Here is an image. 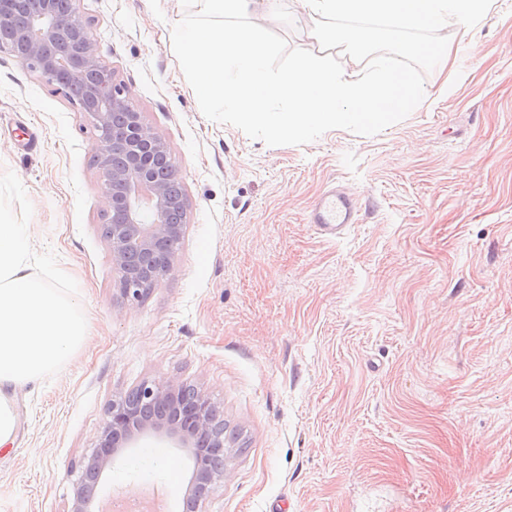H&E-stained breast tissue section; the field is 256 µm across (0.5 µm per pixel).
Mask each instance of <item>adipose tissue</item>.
<instances>
[{
	"label": "adipose tissue",
	"instance_id": "ef3b65f1",
	"mask_svg": "<svg viewBox=\"0 0 512 512\" xmlns=\"http://www.w3.org/2000/svg\"><path fill=\"white\" fill-rule=\"evenodd\" d=\"M86 331L78 290L56 288L38 272L29 225L0 205V446L19 431V389L56 372Z\"/></svg>",
	"mask_w": 512,
	"mask_h": 512
}]
</instances>
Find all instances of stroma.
Segmentation results:
<instances>
[{
  "instance_id": "obj_1",
  "label": "stroma",
  "mask_w": 512,
  "mask_h": 512,
  "mask_svg": "<svg viewBox=\"0 0 512 512\" xmlns=\"http://www.w3.org/2000/svg\"><path fill=\"white\" fill-rule=\"evenodd\" d=\"M101 59L180 169L186 234L127 301L101 233L108 199L87 114L0 49V201L31 225L55 287L84 294V344L19 394L0 512H69L112 399L174 377L244 450L199 512H512V0L455 43L429 96L374 136L269 146L207 119L171 49L182 0H77ZM252 14L316 51L309 16ZM37 146H30V137ZM332 183L361 206L326 239ZM105 472L100 501L159 492L182 512L193 463ZM358 202L344 188L330 186L312 205L308 222L321 235L339 237L358 222Z\"/></svg>"
}]
</instances>
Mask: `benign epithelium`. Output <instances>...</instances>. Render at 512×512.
<instances>
[{"mask_svg":"<svg viewBox=\"0 0 512 512\" xmlns=\"http://www.w3.org/2000/svg\"><path fill=\"white\" fill-rule=\"evenodd\" d=\"M58 2L0 0V24L23 14L19 29L34 30L36 36H24L20 61L60 90L70 85L86 89L83 112L97 131L93 161L102 171L109 199L108 223L102 225V233L111 250L112 266L120 274L124 297L138 301L144 288L135 277L155 268L168 271L174 256L167 253L166 245L186 232L187 225L171 218L169 178L180 179V170L173 167L169 177L158 172L159 162L168 156L164 136L144 123L125 89L116 83L75 0H70L64 12ZM185 389L184 383L167 377L143 382L131 394L112 401L109 421L85 464L70 512H88L105 471L149 436L168 440L192 457L187 510L194 512L209 497L214 485L224 479V433L209 397L196 390L186 402Z\"/></svg>","mask_w":512,"mask_h":512,"instance_id":"obj_1","label":"benign epithelium"}]
</instances>
